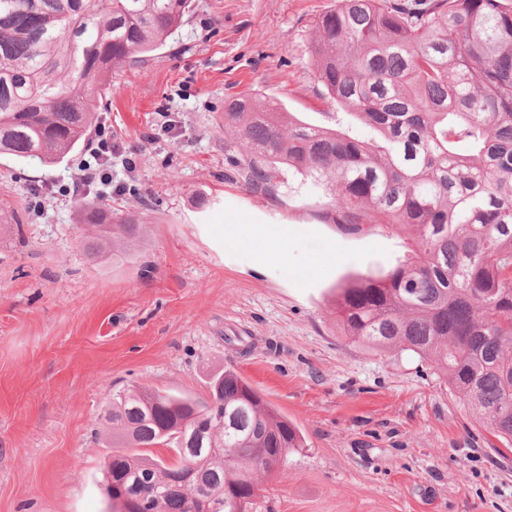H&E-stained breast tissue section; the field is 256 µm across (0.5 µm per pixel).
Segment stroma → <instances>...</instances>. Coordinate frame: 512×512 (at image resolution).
<instances>
[{"instance_id": "1", "label": "stroma", "mask_w": 512, "mask_h": 512, "mask_svg": "<svg viewBox=\"0 0 512 512\" xmlns=\"http://www.w3.org/2000/svg\"><path fill=\"white\" fill-rule=\"evenodd\" d=\"M337 0H194L166 47L112 74L99 120L135 162L113 220L141 260H91L78 197L89 155L0 157V512H106L99 437L118 390L203 397L236 370L306 446L265 475L253 512H512V452L472 424L428 362L342 336L334 287L382 277L408 232H349L317 189L248 187L224 102L250 93L334 125L310 53ZM208 196L199 206L200 196Z\"/></svg>"}]
</instances>
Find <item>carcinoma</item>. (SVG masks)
I'll return each instance as SVG.
<instances>
[{"mask_svg":"<svg viewBox=\"0 0 512 512\" xmlns=\"http://www.w3.org/2000/svg\"><path fill=\"white\" fill-rule=\"evenodd\" d=\"M192 0H0V155L53 164L89 145L112 71L167 44ZM336 126L302 122L241 94L224 132L245 149L248 185L281 167L322 190L351 231L411 230L415 250L382 278L339 286L343 335L430 362L471 421L512 447V5L507 0H339L311 44ZM82 244L123 263L146 225L81 198ZM102 423L112 512H248L260 478L304 447L231 368L208 395L134 387ZM170 448L171 461L143 448ZM197 477L176 474L185 460Z\"/></svg>","mask_w":512,"mask_h":512,"instance_id":"carcinoma-1","label":"carcinoma"}]
</instances>
